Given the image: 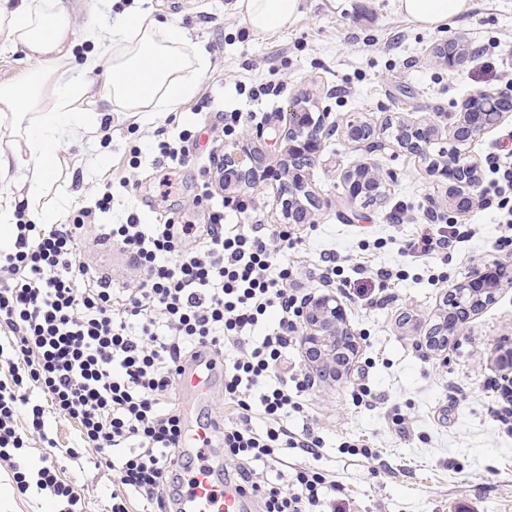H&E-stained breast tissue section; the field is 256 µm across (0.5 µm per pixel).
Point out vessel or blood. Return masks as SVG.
<instances>
[{
  "instance_id": "b4317fda",
  "label": "vessel or blood",
  "mask_w": 512,
  "mask_h": 512,
  "mask_svg": "<svg viewBox=\"0 0 512 512\" xmlns=\"http://www.w3.org/2000/svg\"><path fill=\"white\" fill-rule=\"evenodd\" d=\"M218 363V353L204 351L180 377L178 406L183 428L176 455L182 476L177 512H249L248 495L225 482L223 464L211 459L217 427L205 409L220 373Z\"/></svg>"
}]
</instances>
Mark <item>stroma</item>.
<instances>
[{
  "instance_id": "stroma-1",
  "label": "stroma",
  "mask_w": 512,
  "mask_h": 512,
  "mask_svg": "<svg viewBox=\"0 0 512 512\" xmlns=\"http://www.w3.org/2000/svg\"><path fill=\"white\" fill-rule=\"evenodd\" d=\"M235 4L99 0L96 9L73 14L76 55L90 48L87 29L111 26L124 13L142 10L185 30L210 66L196 95L201 111L186 103L145 120L116 119L103 124L96 140L63 145L68 178L46 196L57 223H69L76 210L108 195L112 208L98 214L102 224L123 222L134 212L145 224L170 217L190 221L203 236L218 209L228 231L255 221L280 224L276 188L267 184L228 195L215 190L208 155L259 130V148L275 158L284 129L279 113L294 100L316 102L333 127L308 174L323 206L313 223L296 227V243L280 260L297 268L293 287L299 295L337 292L360 348L346 377L316 382L304 398L303 414L288 418L293 429L313 419L324 441L321 458L291 449L267 474L309 465L326 473L337 489L327 494L325 512H512V400L502 389L499 367L512 348V289L472 316L443 351L421 346L414 328L402 321L411 311L432 323L446 292L473 267L512 262V229L501 224L493 207L454 214L446 182L402 151L387 128L403 119L431 120L444 128L437 148H452L449 113L476 92L497 90L496 83H476L469 70L488 40L512 41V0H474L466 16L433 30L399 12L397 0H301L294 21L265 34L254 33ZM452 33L465 44L466 63L449 64L436 53ZM268 81L280 84L278 95L254 98L253 87ZM235 109L242 118L229 137L221 128L225 113ZM353 120L372 126L371 151L345 141L342 130ZM185 129L192 133L184 145L187 164L156 162L151 146L158 131L174 137ZM366 160L398 176L376 205L348 202L342 182L346 169ZM166 181L173 190L164 197ZM227 197L234 208H222ZM449 218L471 229L470 242L442 259L414 262L403 254L408 241ZM80 251L95 270L111 268L114 287H133L140 278L120 247L106 254L85 238ZM329 251L343 258L348 276L359 266L368 277L377 268L392 269L385 301L370 305L355 289L316 281L320 255ZM363 384L374 396L368 405L355 401ZM398 417L405 419L407 433L395 425ZM47 427L63 479L82 494L83 512H107L111 474L90 464L78 468L62 457L76 440L74 423L52 418ZM358 440L376 450L378 459L352 452L350 444Z\"/></svg>"
}]
</instances>
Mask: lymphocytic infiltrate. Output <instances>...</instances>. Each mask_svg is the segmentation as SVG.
I'll list each match as a JSON object with an SVG mask.
<instances>
[{
    "label": "lymphocytic infiltrate",
    "instance_id": "lymphocytic-infiltrate-1",
    "mask_svg": "<svg viewBox=\"0 0 512 512\" xmlns=\"http://www.w3.org/2000/svg\"><path fill=\"white\" fill-rule=\"evenodd\" d=\"M493 178L482 192L512 223V166L486 158ZM88 209L68 224L15 226L11 252H0V366L11 379L0 381V460L14 461L20 493L30 489L54 499L59 512H77L78 490L60 476L49 458L30 469L18 465L32 441L54 447L47 415L75 423L80 447L94 449V466L112 472L109 512H172L177 490L175 450L182 420L174 390L183 365L199 348L232 347L236 358L224 369L221 445L239 461V483L259 500L262 512H318L334 482L306 466L291 484L254 470L257 462L278 461L292 448L318 456L322 439L311 426L293 431L289 413L303 412L301 398L313 387L309 373L281 378L280 365L298 329V297L288 289L291 268L279 265L277 250L293 242V229L262 224L225 233L216 213L203 246L192 224L125 223L102 226L98 241H115L142 269L137 287L112 288L92 281L80 259L79 237L91 224ZM456 226L408 241L404 251L422 259L447 255L467 238ZM277 325L253 342L252 333L268 308ZM27 418L20 430L18 415ZM266 421L256 429L255 416Z\"/></svg>",
    "mask_w": 512,
    "mask_h": 512
}]
</instances>
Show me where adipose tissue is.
I'll return each mask as SVG.
<instances>
[{
	"label": "adipose tissue",
	"instance_id": "adipose-tissue-1",
	"mask_svg": "<svg viewBox=\"0 0 512 512\" xmlns=\"http://www.w3.org/2000/svg\"><path fill=\"white\" fill-rule=\"evenodd\" d=\"M400 11L424 27H438L467 12L470 0H398ZM300 0H238L237 8L256 33L293 21ZM62 0H0V32L24 50L33 67L19 82L0 84V127L10 139L0 147V173L10 175L16 202L34 219L46 220L42 201L55 182L64 143L97 130L104 116H135L179 110L199 91L208 59L194 51L184 31L167 20L131 15L109 29L94 28L92 48L76 57L73 10ZM103 72L88 109V78Z\"/></svg>",
	"mask_w": 512,
	"mask_h": 512
}]
</instances>
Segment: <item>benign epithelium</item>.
Returning a JSON list of instances; mask_svg holds the SVG:
<instances>
[{
    "label": "benign epithelium",
    "mask_w": 512,
    "mask_h": 512,
    "mask_svg": "<svg viewBox=\"0 0 512 512\" xmlns=\"http://www.w3.org/2000/svg\"><path fill=\"white\" fill-rule=\"evenodd\" d=\"M490 103L484 109L465 100L451 125L452 138L458 147L432 157L429 147L439 129L428 122H400L395 140L399 148L427 163L434 176L450 182L448 194L453 210L462 214L479 202L480 175L478 162L462 153L460 146L471 144L486 135L503 117L495 104L509 102V96L482 95ZM286 126L282 140L285 146L276 165H267L256 146L255 137H244L218 155L220 167L214 170L216 186L226 192L254 189L270 181L279 183L278 203L284 219L290 224L311 222L312 211L321 201L308 189L302 171L316 161L322 142L329 134L327 113L313 112L299 102H291L288 112L281 114ZM346 140L358 147L370 140L372 131L365 122H350L344 131ZM348 199H370L376 203L386 195L387 177L370 162H361L342 175ZM512 288V265L476 267L455 283L445 295L437 320L425 332L428 347H438L455 335L470 314L495 302L497 294ZM302 319L300 347L312 373L319 379L339 382L358 353L357 340L347 322L345 307L333 292L310 294L299 305Z\"/></svg>",
    "instance_id": "1"
}]
</instances>
